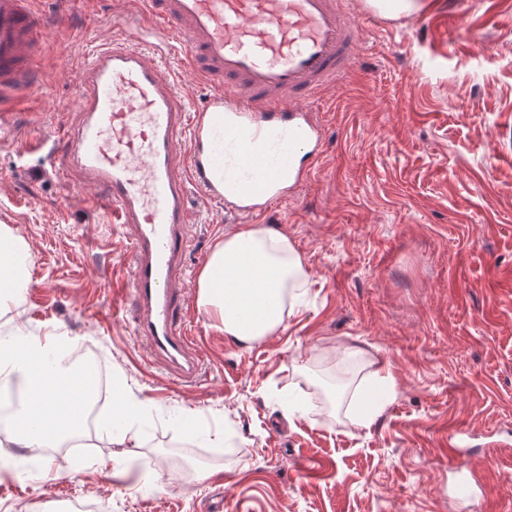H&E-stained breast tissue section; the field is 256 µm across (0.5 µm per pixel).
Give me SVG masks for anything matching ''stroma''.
Returning <instances> with one entry per match:
<instances>
[{
    "instance_id": "1",
    "label": "stroma",
    "mask_w": 512,
    "mask_h": 512,
    "mask_svg": "<svg viewBox=\"0 0 512 512\" xmlns=\"http://www.w3.org/2000/svg\"><path fill=\"white\" fill-rule=\"evenodd\" d=\"M419 13L364 22L349 77L321 95L324 151L303 186L246 220L192 190L195 241L182 285L202 369L171 380L133 333L131 230L107 224L54 174L49 148L0 136V225L27 245L32 284L6 315L78 339L112 386L141 404L134 440L94 432L78 455L0 452V512H459L448 436H473L472 512H512V0H424ZM127 0H71L70 24H45L41 83L25 119L61 141L92 46L117 34ZM163 71L192 108L216 89ZM288 235L310 284L266 341L218 332L196 301L214 244L247 223ZM366 352L340 406L319 399L321 364ZM395 380L383 411L353 426L349 405L379 367ZM305 400L292 413L286 400ZM192 414L198 437L175 421ZM312 460L300 470V459ZM155 470V488H134Z\"/></svg>"
}]
</instances>
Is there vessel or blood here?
<instances>
[{
    "mask_svg": "<svg viewBox=\"0 0 512 512\" xmlns=\"http://www.w3.org/2000/svg\"><path fill=\"white\" fill-rule=\"evenodd\" d=\"M32 4L0 0V133L37 151L44 140L14 103L37 83L43 19ZM359 14L358 0H133L120 35L94 46L79 73L76 121L56 170L88 189L90 209L132 229L134 330L178 380L201 368L181 296L190 189L249 216L307 181L324 145L312 105L351 72L364 38ZM180 43L194 77L221 89L197 110L162 73ZM214 112L224 115L217 156L202 147Z\"/></svg>",
    "mask_w": 512,
    "mask_h": 512,
    "instance_id": "b4317fda",
    "label": "vessel or blood"
}]
</instances>
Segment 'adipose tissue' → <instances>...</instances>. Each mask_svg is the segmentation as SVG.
Returning <instances> with one entry per match:
<instances>
[{
    "mask_svg": "<svg viewBox=\"0 0 512 512\" xmlns=\"http://www.w3.org/2000/svg\"><path fill=\"white\" fill-rule=\"evenodd\" d=\"M0 301L20 298L29 288L26 244L0 225ZM309 274L290 238L269 226L251 224L225 235L212 248L197 280V305L215 328L251 344L273 336L299 303ZM59 337L41 335L13 321L0 341V377L17 375L28 386L13 415V427L0 434L16 448H56L79 433L84 376L60 363Z\"/></svg>",
    "mask_w": 512,
    "mask_h": 512,
    "instance_id": "obj_1",
    "label": "adipose tissue"
}]
</instances>
